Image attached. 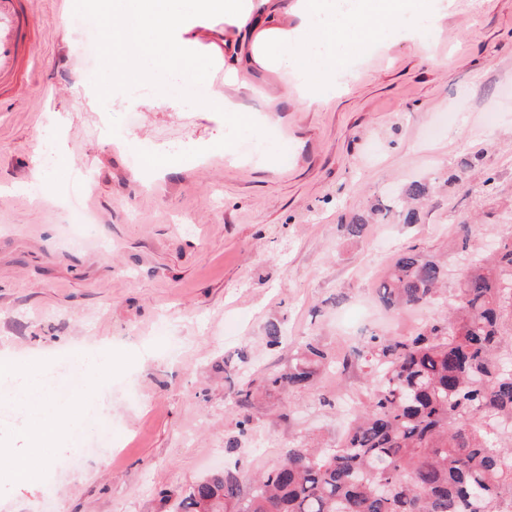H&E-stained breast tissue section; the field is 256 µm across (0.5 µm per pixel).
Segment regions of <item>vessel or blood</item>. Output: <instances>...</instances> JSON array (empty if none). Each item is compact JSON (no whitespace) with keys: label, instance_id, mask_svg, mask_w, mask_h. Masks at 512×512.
<instances>
[{"label":"vessel or blood","instance_id":"obj_1","mask_svg":"<svg viewBox=\"0 0 512 512\" xmlns=\"http://www.w3.org/2000/svg\"><path fill=\"white\" fill-rule=\"evenodd\" d=\"M32 0H0V97L24 89L34 68L29 45Z\"/></svg>","mask_w":512,"mask_h":512}]
</instances>
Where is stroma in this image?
<instances>
[{
    "label": "stroma",
    "instance_id": "obj_1",
    "mask_svg": "<svg viewBox=\"0 0 512 512\" xmlns=\"http://www.w3.org/2000/svg\"><path fill=\"white\" fill-rule=\"evenodd\" d=\"M33 10L32 83L0 99V351L50 364L57 387L86 350L108 345L124 362L82 402L100 410L97 428L77 426L64 463L0 482V512H175L183 490L224 463L256 473L300 440L339 443L347 418L320 399L367 402L358 367L317 372L289 394L260 380L308 340L342 355L367 333L425 320L377 297L408 246L448 257L453 289L466 266L453 253L460 225L474 250L512 230V0H454L437 34L353 61L352 81L324 87L313 107L270 104L279 76L254 71L256 90L242 96L250 126L187 90L152 93L148 107L118 93L89 108L84 88L112 76L88 44L81 0ZM223 30V16L210 17L194 47L219 90ZM48 131L81 157L75 169L45 165L57 190L43 196L25 184ZM170 137L184 141L180 169L143 171L140 148ZM79 168L94 188L72 200ZM415 180L431 187L419 223L344 237L342 224ZM243 379L255 384L246 409L232 395ZM106 425L111 449L66 468Z\"/></svg>",
    "mask_w": 512,
    "mask_h": 512
}]
</instances>
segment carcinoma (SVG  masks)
<instances>
[{
    "mask_svg": "<svg viewBox=\"0 0 512 512\" xmlns=\"http://www.w3.org/2000/svg\"><path fill=\"white\" fill-rule=\"evenodd\" d=\"M416 224L400 202L373 210ZM367 220L342 225L351 239ZM444 265L409 247L378 288L387 307L436 301ZM512 236L472 256L449 314L405 335L373 333L342 360L367 368L370 398L333 448H290L247 478L221 470L192 485L177 512H512ZM336 365L314 341L264 386L302 390Z\"/></svg>",
    "mask_w": 512,
    "mask_h": 512,
    "instance_id": "1",
    "label": "carcinoma"
}]
</instances>
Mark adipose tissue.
Here are the masks:
<instances>
[{"label": "adipose tissue", "mask_w": 512, "mask_h": 512, "mask_svg": "<svg viewBox=\"0 0 512 512\" xmlns=\"http://www.w3.org/2000/svg\"><path fill=\"white\" fill-rule=\"evenodd\" d=\"M172 0H87L85 8L112 35L114 49L130 48L154 68L207 85L209 61L195 54L185 18L172 10ZM224 15L230 28L224 37V89L206 100L210 109L231 113L237 122H251L239 103L251 90L254 69L285 73V95L306 105L320 103L324 86L336 85L350 74L353 59L387 41L414 40L436 31L448 14L447 0H199L195 17ZM0 383L5 394L22 407L19 428L31 445L29 453L10 459L12 480L30 479L48 458L42 445L60 429L75 425L78 402L61 405L45 385V374L32 366L0 359Z\"/></svg>", "instance_id": "adipose-tissue-1"}]
</instances>
